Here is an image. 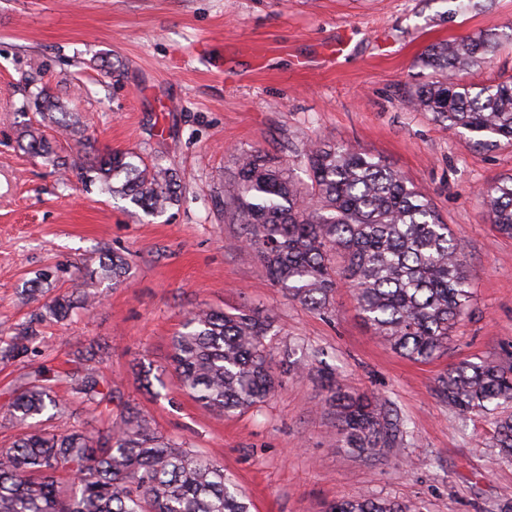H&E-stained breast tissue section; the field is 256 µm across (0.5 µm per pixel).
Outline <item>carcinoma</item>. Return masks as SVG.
<instances>
[{
    "label": "carcinoma",
    "mask_w": 512,
    "mask_h": 512,
    "mask_svg": "<svg viewBox=\"0 0 512 512\" xmlns=\"http://www.w3.org/2000/svg\"><path fill=\"white\" fill-rule=\"evenodd\" d=\"M495 38L467 37L429 45L418 58L425 80L407 99L443 129L459 133L474 148L512 146V78L466 84L458 75L485 62ZM35 108L43 122L24 125L20 146L52 158L59 171H74L104 193L128 200L146 215H159L181 202L177 172L150 165L132 151L112 150L83 164L52 157L44 134L49 120L60 135L79 133L77 122L53 116L56 105L44 90L31 93L18 111ZM303 158L310 185L265 152L235 158L234 189L224 197L227 224L242 226L246 243L269 280L288 298L325 313L340 284L353 291L360 315L401 357L428 362L448 350V341L470 305L465 247L453 238L432 199L385 160L361 149L324 141L308 143ZM490 223L512 237V175L480 193ZM128 264L105 253L83 278L118 283ZM94 295L84 288L59 294L45 313L63 320L88 308ZM273 317L240 309L235 313L200 308L188 313L172 338L171 366L182 388L220 415L263 402L282 379L304 365L288 348L279 372L267 362L265 339ZM41 339L39 319L13 329L0 347L3 360L28 355ZM328 400L336 409L337 433L358 455H377L403 427L389 422L377 401L343 388L322 373ZM64 380L90 403H112V386L90 359L65 373ZM57 376L43 375L13 392L3 409L24 424L48 408L61 409L53 391ZM437 392L461 412L504 410L494 448L512 461V364L493 359L465 361L444 372ZM251 504L224 468L162 435L152 419L129 403L119 420L95 435L66 427L32 428L0 448V512H250ZM328 512H405L391 500L348 498Z\"/></svg>",
    "instance_id": "obj_1"
}]
</instances>
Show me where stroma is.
<instances>
[{"instance_id":"obj_1","label":"stroma","mask_w":512,"mask_h":512,"mask_svg":"<svg viewBox=\"0 0 512 512\" xmlns=\"http://www.w3.org/2000/svg\"><path fill=\"white\" fill-rule=\"evenodd\" d=\"M0 0V337L83 281L114 251L119 284L86 282L98 297L63 322L45 320L38 352L0 362V406L36 370L89 356L112 386L111 406L72 400L55 426L106 428L124 404L165 436L222 466L251 512H326L350 497L392 499L409 512H501L512 462L493 448L496 417L449 409L436 386L463 361L512 358V238L490 224L480 188L512 173V147L478 150L413 111L415 62L434 42L496 33L500 47L464 83L512 77V0ZM124 66L121 78L108 63ZM45 88L80 117L81 136L55 148L79 160L132 150L176 169L182 201L135 217L128 201L61 180L19 149L17 114ZM380 156L426 192L464 244L472 301L439 358L413 362L364 325L351 291L322 314L289 300L241 227L224 221L238 154L260 149L306 177L309 142ZM50 275L31 291L37 273ZM247 307L272 314L271 365L303 344L309 365L257 407L220 416L180 387L171 338L190 311ZM348 390L375 395L410 431L378 456L342 448L320 366ZM155 381L144 387L139 370ZM98 267L86 269L82 278L93 280L94 278H112L114 284L121 281L128 271L126 258L112 251L100 256Z\"/></svg>"}]
</instances>
